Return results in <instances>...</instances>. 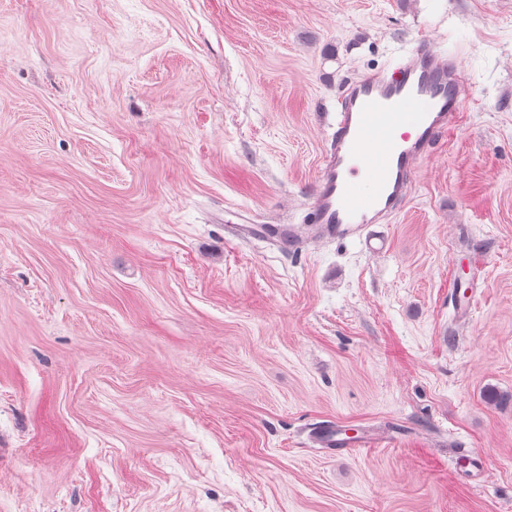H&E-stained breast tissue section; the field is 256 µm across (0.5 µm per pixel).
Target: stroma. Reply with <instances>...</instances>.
Returning a JSON list of instances; mask_svg holds the SVG:
<instances>
[{"mask_svg": "<svg viewBox=\"0 0 512 512\" xmlns=\"http://www.w3.org/2000/svg\"><path fill=\"white\" fill-rule=\"evenodd\" d=\"M422 35L467 112L388 252L233 239ZM0 512H512V0H0ZM342 435L343 431L335 423H330L319 433L318 444L322 448H331L332 450H335V446L339 445L342 446V450L349 451L352 448L372 447L382 441L379 435L370 431L348 438H344Z\"/></svg>", "mask_w": 512, "mask_h": 512, "instance_id": "obj_1", "label": "stroma"}]
</instances>
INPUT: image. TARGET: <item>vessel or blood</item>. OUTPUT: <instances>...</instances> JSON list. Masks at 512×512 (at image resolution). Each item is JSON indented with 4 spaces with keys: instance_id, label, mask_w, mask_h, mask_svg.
<instances>
[{
    "instance_id": "obj_1",
    "label": "vessel or blood",
    "mask_w": 512,
    "mask_h": 512,
    "mask_svg": "<svg viewBox=\"0 0 512 512\" xmlns=\"http://www.w3.org/2000/svg\"><path fill=\"white\" fill-rule=\"evenodd\" d=\"M462 97L457 59L435 51L425 37L391 74L348 82L323 148L313 220L303 228L277 225V236L298 250L318 240L356 239L370 253L386 252L387 237L370 228L388 222L406 203L418 163L461 124ZM380 441L370 431L344 437L333 423L318 436L321 447L346 451Z\"/></svg>"
}]
</instances>
